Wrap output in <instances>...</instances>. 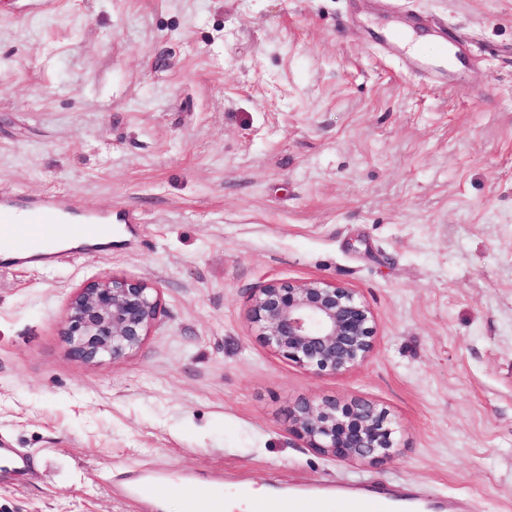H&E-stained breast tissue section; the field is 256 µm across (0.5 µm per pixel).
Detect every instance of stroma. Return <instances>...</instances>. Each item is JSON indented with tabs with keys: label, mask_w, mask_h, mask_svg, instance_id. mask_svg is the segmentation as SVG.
<instances>
[{
	"label": "stroma",
	"mask_w": 512,
	"mask_h": 512,
	"mask_svg": "<svg viewBox=\"0 0 512 512\" xmlns=\"http://www.w3.org/2000/svg\"><path fill=\"white\" fill-rule=\"evenodd\" d=\"M411 15L464 43L461 85L385 42ZM1 187L111 211L112 242L0 266V440L31 461L0 512H180L119 494L148 469L512 512V0H0ZM112 273L161 315L90 366L61 322ZM271 279L356 290L367 362L270 350ZM355 398L398 422L390 457L289 433V405Z\"/></svg>",
	"instance_id": "1"
}]
</instances>
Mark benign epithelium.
Instances as JSON below:
<instances>
[{
  "mask_svg": "<svg viewBox=\"0 0 512 512\" xmlns=\"http://www.w3.org/2000/svg\"><path fill=\"white\" fill-rule=\"evenodd\" d=\"M160 312L156 288L108 275L73 294L62 336L70 354L87 364L116 361L140 349ZM251 319L268 348L315 373L361 366L376 336L374 315L361 296L322 279L260 285L251 296ZM288 431L338 460L378 461L397 449L396 422L364 399L301 400L288 409Z\"/></svg>",
  "mask_w": 512,
  "mask_h": 512,
  "instance_id": "obj_1",
  "label": "benign epithelium"
}]
</instances>
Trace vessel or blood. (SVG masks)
Wrapping results in <instances>:
<instances>
[{"mask_svg":"<svg viewBox=\"0 0 512 512\" xmlns=\"http://www.w3.org/2000/svg\"><path fill=\"white\" fill-rule=\"evenodd\" d=\"M436 56L442 58V68L433 70L432 78L455 82L462 75L457 53L439 43ZM112 220L111 213L74 207L64 192L52 191L41 199L21 203L9 194H0V233L11 238L15 251L13 264L24 265L29 261L32 247L56 241L62 236L94 238L103 224ZM159 476L140 475L125 486L126 494L145 500L161 496L163 488ZM179 493L185 501L186 512H224L225 492L221 483L201 485L194 481L183 482ZM239 496L250 502V512H324L330 495L323 489L296 487L278 496H260L242 488ZM342 512H395L396 505L385 495L365 492H348L340 500Z\"/></svg>","mask_w":512,"mask_h":512,"instance_id":"1","label":"vessel or blood"}]
</instances>
